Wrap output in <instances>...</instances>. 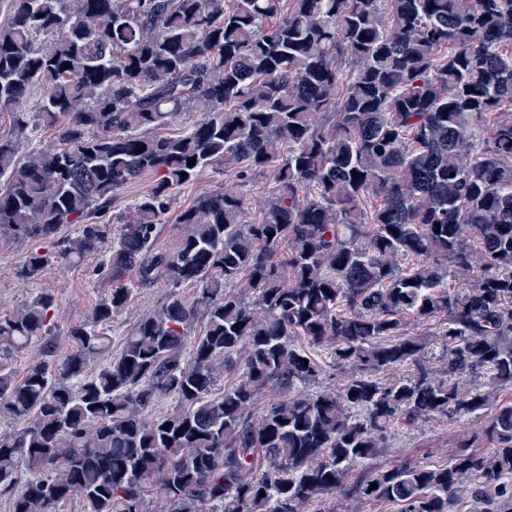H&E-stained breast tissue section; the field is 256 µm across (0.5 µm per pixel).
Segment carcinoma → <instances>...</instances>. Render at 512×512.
<instances>
[{
    "label": "carcinoma",
    "instance_id": "obj_1",
    "mask_svg": "<svg viewBox=\"0 0 512 512\" xmlns=\"http://www.w3.org/2000/svg\"><path fill=\"white\" fill-rule=\"evenodd\" d=\"M8 6L0 115L33 130L41 86L59 145L21 158L0 136V233L44 245L23 279L102 253L112 282L61 357L53 294L0 313V418L23 422L0 433L10 512L74 495L82 512H512V0ZM191 106L190 130L149 134ZM216 170L234 186L194 198L156 247L173 190ZM146 172L107 245L94 218ZM268 174L252 223L244 188ZM160 282L159 309L90 370L112 318ZM38 338L46 358L16 378L7 360ZM305 343L341 383L319 384ZM163 397L174 409L145 418ZM471 418L444 464L371 466L399 425Z\"/></svg>",
    "mask_w": 512,
    "mask_h": 512
}]
</instances>
